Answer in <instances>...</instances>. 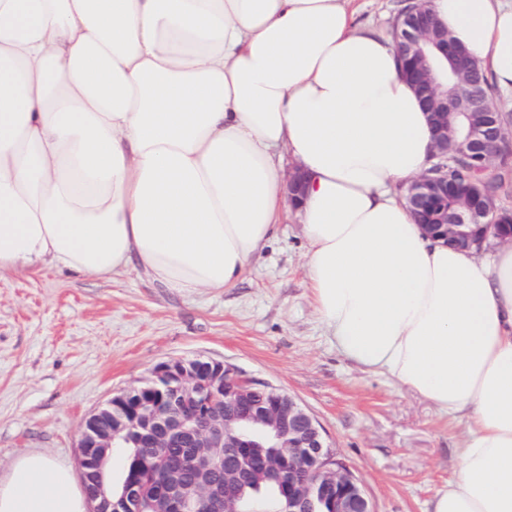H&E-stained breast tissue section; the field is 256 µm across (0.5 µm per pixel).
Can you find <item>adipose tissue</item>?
I'll return each instance as SVG.
<instances>
[{
    "label": "adipose tissue",
    "mask_w": 512,
    "mask_h": 512,
    "mask_svg": "<svg viewBox=\"0 0 512 512\" xmlns=\"http://www.w3.org/2000/svg\"><path fill=\"white\" fill-rule=\"evenodd\" d=\"M346 2L0 0V271L221 292L295 210L337 349L469 422L431 512H512V246L416 223L401 189L432 163L428 118ZM429 6L512 92V0ZM88 508L44 454L0 478V512Z\"/></svg>",
    "instance_id": "obj_1"
}]
</instances>
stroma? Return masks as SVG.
I'll return each instance as SVG.
<instances>
[{
	"label": "stroma",
	"instance_id": "35a3bbf8",
	"mask_svg": "<svg viewBox=\"0 0 512 512\" xmlns=\"http://www.w3.org/2000/svg\"><path fill=\"white\" fill-rule=\"evenodd\" d=\"M407 0H352L391 34ZM293 216L221 293L163 288L134 269L101 279L0 272V476L30 452L78 469L85 419L164 361L208 358L292 395L321 424L376 512H430L458 470L467 423L345 358L320 322Z\"/></svg>",
	"mask_w": 512,
	"mask_h": 512
}]
</instances>
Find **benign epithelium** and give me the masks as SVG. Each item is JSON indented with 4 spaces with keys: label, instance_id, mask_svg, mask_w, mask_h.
<instances>
[{
    "label": "benign epithelium",
    "instance_id": "obj_1",
    "mask_svg": "<svg viewBox=\"0 0 512 512\" xmlns=\"http://www.w3.org/2000/svg\"><path fill=\"white\" fill-rule=\"evenodd\" d=\"M396 35L398 54L413 66V86L429 112L437 163L412 180L406 199L413 213H428L427 230L461 248L483 249L488 238L512 245V226L490 219L481 194L463 199L471 222L448 223V156L462 154L476 174H493L512 152V129L489 105L485 82L476 73H456L448 85V36L430 38L434 28L428 0H416ZM269 437L280 455L265 468L288 474V512H375L359 479L336 459L323 430L291 395L257 384L222 362L167 361L156 365L149 386L115 396L84 422L78 443L84 479L101 481L108 452L134 442L138 448L190 444L194 480L178 481L167 469L157 478L160 493L154 512H244L241 496L230 488L245 483L247 459L231 452L250 448V435ZM215 462L224 463V488L210 480ZM91 512H143L139 485L123 482L114 497L99 492Z\"/></svg>",
    "mask_w": 512,
    "mask_h": 512
}]
</instances>
